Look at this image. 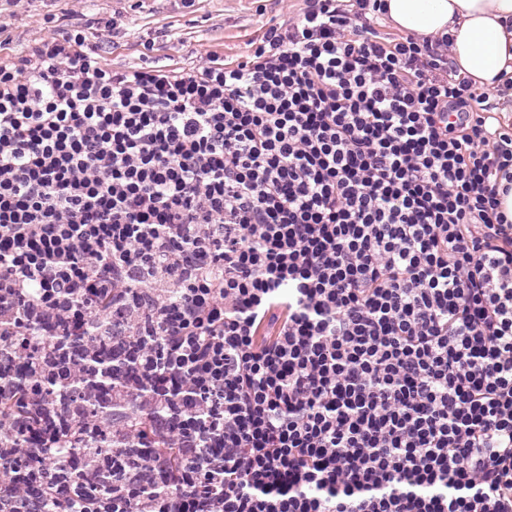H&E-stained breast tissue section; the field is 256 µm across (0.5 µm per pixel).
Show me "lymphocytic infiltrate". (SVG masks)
Wrapping results in <instances>:
<instances>
[{"instance_id": "1", "label": "lymphocytic infiltrate", "mask_w": 512, "mask_h": 512, "mask_svg": "<svg viewBox=\"0 0 512 512\" xmlns=\"http://www.w3.org/2000/svg\"><path fill=\"white\" fill-rule=\"evenodd\" d=\"M385 12L0 59V512H512V124Z\"/></svg>"}]
</instances>
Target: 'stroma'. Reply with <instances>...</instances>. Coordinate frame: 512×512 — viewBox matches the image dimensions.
Here are the masks:
<instances>
[{
    "mask_svg": "<svg viewBox=\"0 0 512 512\" xmlns=\"http://www.w3.org/2000/svg\"><path fill=\"white\" fill-rule=\"evenodd\" d=\"M303 0H25L12 8L0 0V12L13 13L12 24L0 42L15 52L45 37L46 13L93 14L121 17L106 61L115 67L139 64L145 40H155L153 56L168 64L170 56H196L213 50L230 58L245 55L248 42L264 25L287 19Z\"/></svg>",
    "mask_w": 512,
    "mask_h": 512,
    "instance_id": "stroma-1",
    "label": "stroma"
}]
</instances>
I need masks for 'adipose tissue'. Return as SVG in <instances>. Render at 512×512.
Listing matches in <instances>:
<instances>
[{
	"label": "adipose tissue",
	"mask_w": 512,
	"mask_h": 512,
	"mask_svg": "<svg viewBox=\"0 0 512 512\" xmlns=\"http://www.w3.org/2000/svg\"><path fill=\"white\" fill-rule=\"evenodd\" d=\"M388 18L401 33L447 38L458 77L494 87L512 78V0H386Z\"/></svg>",
	"instance_id": "obj_1"
}]
</instances>
